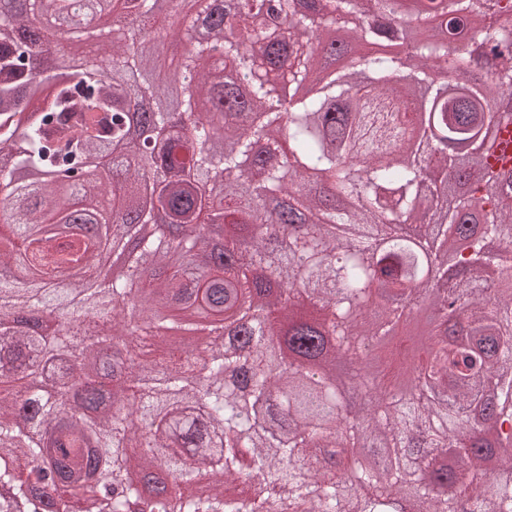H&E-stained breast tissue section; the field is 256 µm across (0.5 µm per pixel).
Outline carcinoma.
I'll list each match as a JSON object with an SVG mask.
<instances>
[{"instance_id":"cac0c4a2","label":"carcinoma","mask_w":512,"mask_h":512,"mask_svg":"<svg viewBox=\"0 0 512 512\" xmlns=\"http://www.w3.org/2000/svg\"><path fill=\"white\" fill-rule=\"evenodd\" d=\"M125 2L138 26L123 40L98 0L95 24L57 37L94 57L34 77L28 55L67 2L0 0V266L19 274L0 278V507L130 512L146 491L149 512H512V293L488 277L512 261V168L490 166L512 124V0H421L426 42L370 22L406 0H188L180 30L154 41L157 0ZM271 11L288 26H265ZM336 13L345 36L326 61L350 40L378 49L279 99L275 85L310 82L315 25ZM478 19L508 47L474 56ZM174 41L192 49L161 78ZM413 140L423 155L398 152ZM126 144L154 172L152 205L129 163L112 201L71 223L68 203L96 196ZM207 207L223 219L220 264ZM61 225L86 238L81 255L51 253ZM114 249L125 279H94ZM127 279L144 295L133 319ZM423 306L437 325L419 374L437 401L426 384L393 394L365 357ZM166 329L187 343L147 357ZM269 341L288 364L276 378ZM52 371L53 395L35 386ZM132 417L166 426L141 438ZM360 445L395 463L306 456ZM158 448L185 486L213 475L210 493L171 497ZM133 456L148 481L88 510V480L127 481ZM229 480L250 496L226 494Z\"/></svg>"}]
</instances>
